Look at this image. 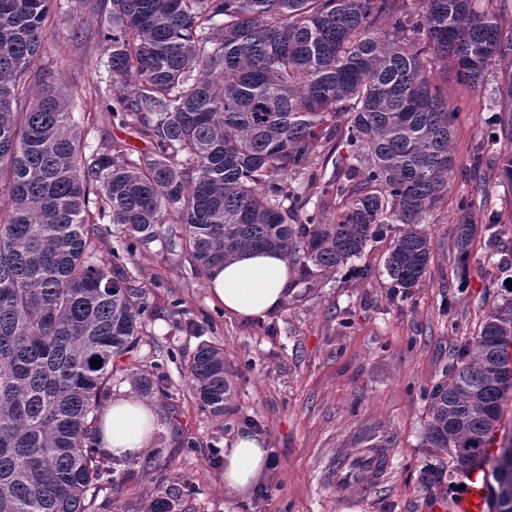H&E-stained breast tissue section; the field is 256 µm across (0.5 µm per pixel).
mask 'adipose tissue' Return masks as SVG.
<instances>
[{
	"mask_svg": "<svg viewBox=\"0 0 512 512\" xmlns=\"http://www.w3.org/2000/svg\"><path fill=\"white\" fill-rule=\"evenodd\" d=\"M291 268L276 252H247L206 275L212 306L241 320L259 317L282 308L287 298ZM161 429L156 407L128 394L105 408L97 441L113 457L128 461L150 448ZM269 454L257 437L238 436L224 453V486L245 495L268 468Z\"/></svg>",
	"mask_w": 512,
	"mask_h": 512,
	"instance_id": "obj_1",
	"label": "adipose tissue"
}]
</instances>
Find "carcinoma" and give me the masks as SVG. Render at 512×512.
Listing matches in <instances>:
<instances>
[{
    "instance_id": "obj_1",
    "label": "carcinoma",
    "mask_w": 512,
    "mask_h": 512,
    "mask_svg": "<svg viewBox=\"0 0 512 512\" xmlns=\"http://www.w3.org/2000/svg\"><path fill=\"white\" fill-rule=\"evenodd\" d=\"M52 2L0 0V512H102V483L133 479L131 468L115 477L93 439L117 374L144 398L170 397L163 365L137 361L151 315L128 268L137 251L162 237L203 272L275 251L307 285L339 272L364 280L370 270L354 260L402 224L385 266L408 297L432 254L418 225L456 166L460 112L430 81L436 65L473 88L496 82L489 143L512 187V0H109L105 111L149 151L113 139L89 154L68 107L82 90L56 70L23 78ZM470 207L457 204L460 260L476 228ZM497 224L492 211L487 259L512 273ZM511 338L512 301L488 311L428 394L425 440L459 473L487 456L512 391ZM186 373L223 416L224 349L201 345ZM490 474L493 512H512V444ZM179 497L172 484L149 512Z\"/></svg>"
}]
</instances>
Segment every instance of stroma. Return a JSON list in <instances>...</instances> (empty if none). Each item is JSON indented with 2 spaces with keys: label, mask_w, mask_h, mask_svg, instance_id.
<instances>
[{
  "label": "stroma",
  "mask_w": 512,
  "mask_h": 512,
  "mask_svg": "<svg viewBox=\"0 0 512 512\" xmlns=\"http://www.w3.org/2000/svg\"><path fill=\"white\" fill-rule=\"evenodd\" d=\"M107 11L90 16L77 0H55L52 20L31 71L57 70L65 84L85 89L71 102L90 145L122 139L148 145L112 122L103 107L112 73L102 51ZM461 116L453 133L457 167L445 200L422 226L432 260L420 288L395 297L385 271L389 237L369 242L360 258L372 274L363 281L335 275L310 290L293 288L277 312L249 320L208 303L204 275L187 253L156 241L130 269L145 288L155 316L137 352L143 366L163 363L177 427H164L161 465L138 475L115 495L114 512H147L164 487L183 495L173 512H444L462 496L463 474L449 455L427 447V395L451 375V354L472 336L484 315L512 299V289L485 257V215L499 213L502 245L512 250V187L500 182L495 160L469 167L496 108L491 87L473 89L432 72ZM472 203L476 232L467 277L454 273V229L460 198ZM180 307H173V300ZM222 347L232 395L223 416L202 408L186 379L201 344ZM258 436L278 456L257 490L235 496L224 488V451L237 436ZM385 441L388 466L363 479L336 476L338 459L366 458ZM444 467L440 482L420 481L424 465Z\"/></svg>",
  "instance_id": "stroma-1"
}]
</instances>
